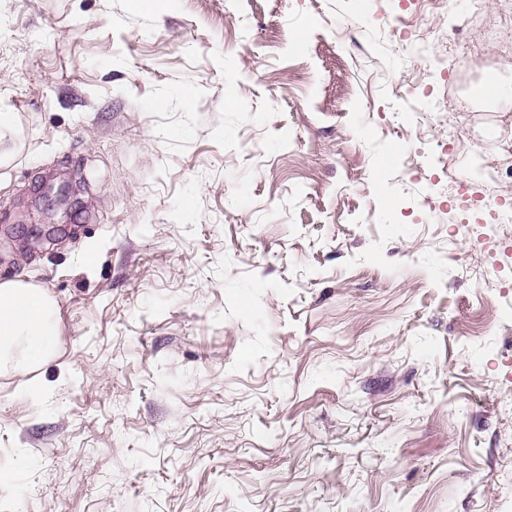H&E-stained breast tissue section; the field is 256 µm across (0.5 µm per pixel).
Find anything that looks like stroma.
<instances>
[{
  "label": "stroma",
  "instance_id": "obj_1",
  "mask_svg": "<svg viewBox=\"0 0 512 512\" xmlns=\"http://www.w3.org/2000/svg\"><path fill=\"white\" fill-rule=\"evenodd\" d=\"M487 0H0V512H512V77ZM79 201L48 223L49 175ZM94 252L95 263L85 255ZM498 165L482 161L479 155H472L469 160L468 175L472 181H477L487 187V202H495L500 196L498 193L499 181ZM22 345L41 359L58 346L53 301L42 288L23 281L0 282V359L2 348Z\"/></svg>",
  "mask_w": 512,
  "mask_h": 512
}]
</instances>
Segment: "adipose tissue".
I'll use <instances>...</instances> for the list:
<instances>
[{
  "label": "adipose tissue",
  "mask_w": 512,
  "mask_h": 512,
  "mask_svg": "<svg viewBox=\"0 0 512 512\" xmlns=\"http://www.w3.org/2000/svg\"><path fill=\"white\" fill-rule=\"evenodd\" d=\"M23 346L41 359L58 346L53 302L46 292L22 281L0 282V349Z\"/></svg>",
  "instance_id": "ef3b65f1"
}]
</instances>
